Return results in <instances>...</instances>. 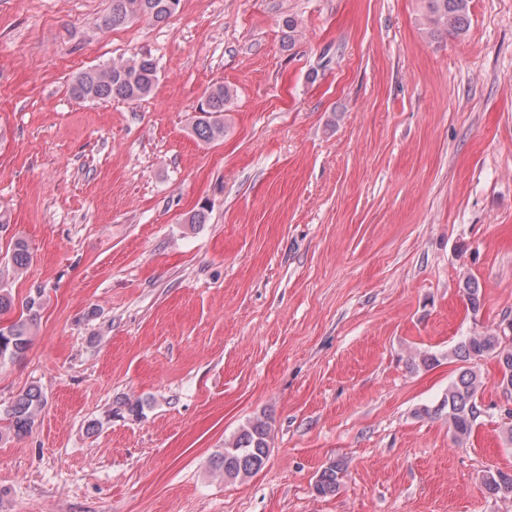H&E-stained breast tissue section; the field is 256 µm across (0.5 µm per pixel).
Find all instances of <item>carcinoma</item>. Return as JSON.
Listing matches in <instances>:
<instances>
[{"label":"carcinoma","instance_id":"obj_1","mask_svg":"<svg viewBox=\"0 0 512 512\" xmlns=\"http://www.w3.org/2000/svg\"><path fill=\"white\" fill-rule=\"evenodd\" d=\"M425 17L430 36L448 34L461 36L469 26L470 0H424ZM180 0H112L110 14L104 19L107 28L121 26L127 21L146 17L156 23L167 21L176 11ZM158 81V68L149 56H140L130 65H114L108 69H89L80 73L71 86V93L79 99L133 101L153 91ZM230 101L229 90L222 85L212 87L200 102L199 115L192 124V132L205 143L224 136V112ZM31 260L28 244L14 242L11 262L17 269ZM473 315L483 306L482 291L472 277L459 284ZM40 301L30 297L25 302L26 314L0 326V364L23 354L31 342V329L37 317ZM447 357L459 363L457 373L448 385V391L433 406L422 409L425 414L445 415L448 426L459 443L469 441L482 408L479 400L483 380L478 371L479 362L491 358L512 371V332L473 333L463 336L448 351ZM44 405L36 388L19 394L4 410H0V441L28 433ZM271 447V425L257 417L242 426L232 439L224 442V450L214 455V467L226 479L250 477L259 472L268 458ZM344 477V466L335 461L319 473L314 491L320 496L335 494ZM488 494H512V470L490 472L484 483Z\"/></svg>","mask_w":512,"mask_h":512}]
</instances>
